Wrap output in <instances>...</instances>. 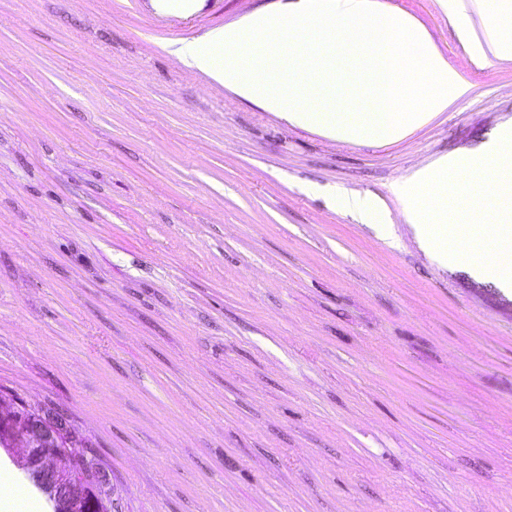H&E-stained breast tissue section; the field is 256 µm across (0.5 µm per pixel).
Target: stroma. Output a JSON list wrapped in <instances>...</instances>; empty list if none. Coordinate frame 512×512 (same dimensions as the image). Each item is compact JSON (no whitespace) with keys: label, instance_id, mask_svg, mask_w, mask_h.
I'll return each mask as SVG.
<instances>
[{"label":"stroma","instance_id":"stroma-1","mask_svg":"<svg viewBox=\"0 0 512 512\" xmlns=\"http://www.w3.org/2000/svg\"><path fill=\"white\" fill-rule=\"evenodd\" d=\"M291 2L0 0V409L64 412L119 512H512V288L424 252L404 193L512 138V62L380 0L471 91L375 145L167 50ZM351 209L354 210L357 214L361 215L363 210H369L376 214V216L381 221H388L390 216V209L385 200L381 198H371L365 200L360 197H353L349 202Z\"/></svg>","mask_w":512,"mask_h":512}]
</instances>
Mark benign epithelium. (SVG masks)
<instances>
[{"instance_id":"benign-epithelium-1","label":"benign epithelium","mask_w":512,"mask_h":512,"mask_svg":"<svg viewBox=\"0 0 512 512\" xmlns=\"http://www.w3.org/2000/svg\"><path fill=\"white\" fill-rule=\"evenodd\" d=\"M77 440L47 405H18L0 411V447L21 448L19 465L59 500L64 512H112V497L102 495L109 472L93 453L76 451ZM61 459L56 467L52 460Z\"/></svg>"}]
</instances>
